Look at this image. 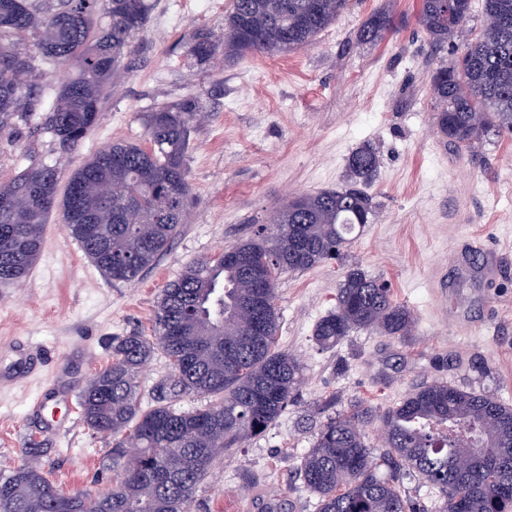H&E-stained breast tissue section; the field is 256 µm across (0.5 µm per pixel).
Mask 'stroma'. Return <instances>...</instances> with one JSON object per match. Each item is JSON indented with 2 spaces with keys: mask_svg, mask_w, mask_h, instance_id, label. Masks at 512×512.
Instances as JSON below:
<instances>
[{
  "mask_svg": "<svg viewBox=\"0 0 512 512\" xmlns=\"http://www.w3.org/2000/svg\"><path fill=\"white\" fill-rule=\"evenodd\" d=\"M149 3L148 24L75 151L62 155L39 117L20 134L0 133L5 181L44 164L74 170L115 141L147 145L152 108L190 93L207 104L191 125L187 220L152 269L130 283L106 279L56 210L26 279L0 284V472L16 467L23 449L40 448L59 489L109 491L112 441L80 410L82 388L112 362L108 341L151 335L160 290L187 263L249 237L293 196L343 186L350 154L366 144L379 156L365 188L371 224L340 260L288 273L278 285V346L303 366L298 395L264 433L216 462L193 512H255L268 491L285 498L287 512H316L297 469L320 425L351 400L384 409L438 381L512 404V134L473 152L450 147L430 89L432 71L482 28V0H472L470 17L439 46L418 29L419 0H351L305 48L230 65L189 54L196 32L223 37L230 0ZM384 7L397 29L359 43L361 24ZM475 237L501 258L487 289L456 281L449 267L451 250ZM353 267L386 282L411 310L408 336L355 331L336 346L316 344L314 328Z\"/></svg>",
  "mask_w": 512,
  "mask_h": 512,
  "instance_id": "obj_1",
  "label": "stroma"
}]
</instances>
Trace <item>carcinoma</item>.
I'll list each match as a JSON object with an SVG mask.
<instances>
[{
	"label": "carcinoma",
	"mask_w": 512,
	"mask_h": 512,
	"mask_svg": "<svg viewBox=\"0 0 512 512\" xmlns=\"http://www.w3.org/2000/svg\"><path fill=\"white\" fill-rule=\"evenodd\" d=\"M349 0H231L224 39L200 31L191 51L218 53L301 49L347 9ZM484 28L430 78L437 127L448 145L475 150L512 132V0H484ZM472 0H420L418 25L440 45L469 18ZM149 19L147 0H0V132H17L39 112L65 151L97 124L106 81ZM389 14H372L358 37L382 39ZM77 74L52 82L13 73L36 60ZM206 108L190 95L148 113L145 149L120 141L72 171L58 199L61 170L27 168L0 181V283L24 280L37 260L43 225L61 207L66 231L105 277L131 282L168 248L185 223L192 188L186 154L190 122ZM350 184L288 201L254 234L224 253L188 263L161 291L154 335L112 338V364L80 398L83 417L112 438V491L85 495L78 512H191L195 492L224 453L267 430L288 408L301 380L298 359L277 346V284L287 272L338 259L374 206L360 186L377 175L370 145L349 156ZM414 316L390 289L359 269L339 285L336 305L315 326L329 348L353 331L403 337ZM161 350L171 372L161 397L142 407L138 374ZM210 398L178 410L171 399ZM376 422L382 447L363 426ZM299 477L318 497V512H424L405 490L407 476L433 489L439 512H512V406L475 390L423 383L380 411L364 401L327 418L302 458ZM72 494L24 462L0 476V512H67Z\"/></svg>",
	"instance_id": "1"
}]
</instances>
